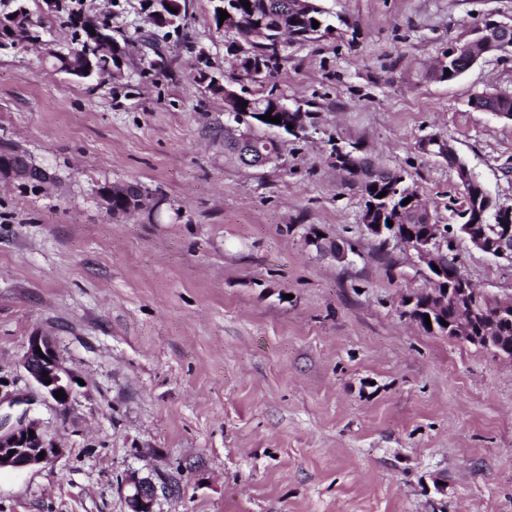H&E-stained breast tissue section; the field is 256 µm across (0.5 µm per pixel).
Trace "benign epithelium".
<instances>
[{
    "instance_id": "obj_1",
    "label": "benign epithelium",
    "mask_w": 512,
    "mask_h": 512,
    "mask_svg": "<svg viewBox=\"0 0 512 512\" xmlns=\"http://www.w3.org/2000/svg\"><path fill=\"white\" fill-rule=\"evenodd\" d=\"M512 45V23L489 21L478 27L473 37L467 41L452 47L451 56L461 60L464 69H469L486 56L498 53ZM210 89L224 96L225 112L234 113L240 110L242 95L231 86L223 83V79L210 77ZM274 102L282 111L280 130L293 134L304 126L306 113L299 111L285 102L283 98H274ZM262 113L254 112L252 116H238L233 122L224 123V135L240 140L239 153L241 158L249 166L260 167L266 164L267 157L254 152L249 147L251 135L241 131L240 126L260 124ZM293 128H288V125ZM439 154L448 158L453 166L457 179L464 190H469L476 184V179L455 153L453 147L447 143L439 144ZM37 171L42 185L52 181V176L44 168L29 162L0 165V181L16 182L29 177L32 171ZM475 211L479 215L488 212L499 213V224L494 231L487 232L483 224H458L456 226L437 224L433 232L423 233L419 236L407 229L402 224L388 226L386 224L372 223L374 211L371 207L378 206V201L373 200L370 206L363 209L360 215V228L363 233L372 238L390 245L392 243L404 244L414 251L418 262L425 269V276L436 283L443 284V289L431 294V306L434 313L438 314L448 307V301L461 304L462 301H470V289L473 288L470 280L457 267L448 271L445 267L434 270L438 264V254L453 250L458 239H463L482 253L495 258L507 259L512 262V207L499 206L493 202L488 194L474 197ZM305 244L315 248L324 256L337 261L348 260V246L345 242L331 236L322 237L318 232H309L305 236ZM448 335L466 342H479L486 348L496 346L497 338L492 333L487 335H475L471 326L457 318L445 327ZM21 367L28 385L45 403L57 408L65 409L72 402L75 377L63 365L54 340L40 330H34L28 337L26 352L21 360ZM48 377H43L42 373ZM51 379V383H44L45 379ZM62 390L66 399L55 397V392ZM34 434H29V431ZM44 457H39V453ZM66 449L48 439L42 430L38 419L29 416V410H23L19 415L0 413V469L11 468L26 470L44 468L47 465L62 458ZM129 483L133 485V491L127 497L128 512H155V504L158 498V487L149 477H132Z\"/></svg>"
}]
</instances>
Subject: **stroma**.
<instances>
[{
  "label": "stroma",
  "instance_id": "stroma-1",
  "mask_svg": "<svg viewBox=\"0 0 512 512\" xmlns=\"http://www.w3.org/2000/svg\"><path fill=\"white\" fill-rule=\"evenodd\" d=\"M319 2L334 34L290 46L275 76L306 127L260 168L225 158L224 100L200 78L201 53L239 77L210 0H189L162 72L137 48L116 81L72 79L35 46L0 55V150L53 176L0 182V376L25 392L38 329L79 380L68 410L34 402L66 454L1 470L0 512H127L134 472L160 485L156 512H512V361L401 317L426 278L361 231V184L335 162L354 148L400 171L455 224L447 142L512 206V120L471 104L512 95V54L430 73L485 18L512 22V0ZM115 182L153 207L108 214ZM311 227L348 261L306 247ZM456 252L512 299L511 262Z\"/></svg>",
  "mask_w": 512,
  "mask_h": 512
}]
</instances>
